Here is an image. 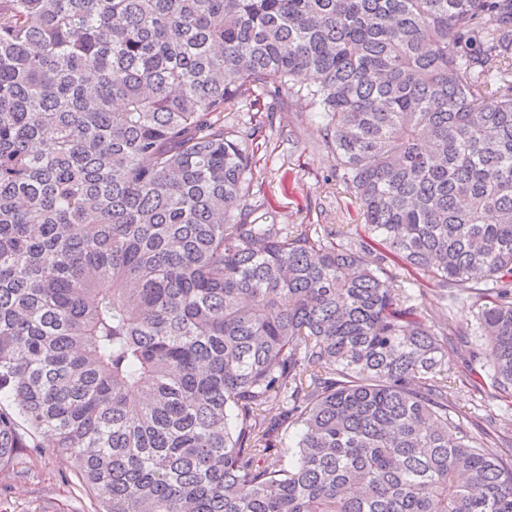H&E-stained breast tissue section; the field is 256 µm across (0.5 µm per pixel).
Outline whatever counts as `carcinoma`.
Masks as SVG:
<instances>
[{
	"mask_svg": "<svg viewBox=\"0 0 512 512\" xmlns=\"http://www.w3.org/2000/svg\"><path fill=\"white\" fill-rule=\"evenodd\" d=\"M285 89L354 241L242 206L225 113ZM462 377L512 398V0H0V476L41 439L102 512H512ZM390 270L393 274L401 277H407L414 282V288H417V303L425 316V323L431 329L437 330L444 326L445 302L440 299L434 282L423 272L410 274L405 268L400 266H392ZM418 288H421L418 293Z\"/></svg>",
	"mask_w": 512,
	"mask_h": 512,
	"instance_id": "cac0c4a2",
	"label": "carcinoma"
}]
</instances>
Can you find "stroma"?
Returning <instances> with one entry per match:
<instances>
[{"mask_svg": "<svg viewBox=\"0 0 512 512\" xmlns=\"http://www.w3.org/2000/svg\"><path fill=\"white\" fill-rule=\"evenodd\" d=\"M244 127L261 124L256 140L253 170L258 179L245 206L260 224H324L351 240L361 233L359 205L350 190L332 172L334 162L323 143L320 118L314 112H293L287 98L259 96L244 101L227 117ZM393 274L411 276L419 288L417 303L428 327L451 322L458 330L475 325L472 309L458 307L443 319L444 303L433 281L424 273L408 274L400 266ZM450 405L471 421L474 436L496 430L512 434V403L497 399L493 387L477 393L454 385ZM23 476L0 486V512H96L98 505L75 476L73 466L61 464L50 452L27 459Z\"/></svg>", "mask_w": 512, "mask_h": 512, "instance_id": "stroma-1", "label": "stroma"}]
</instances>
